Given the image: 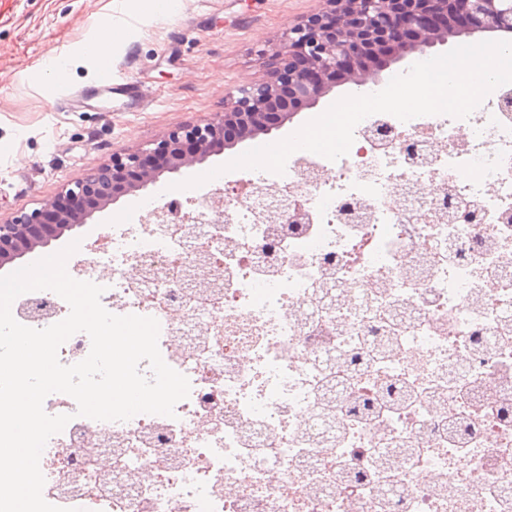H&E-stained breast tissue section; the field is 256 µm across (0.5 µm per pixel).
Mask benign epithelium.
I'll return each instance as SVG.
<instances>
[{"mask_svg": "<svg viewBox=\"0 0 512 512\" xmlns=\"http://www.w3.org/2000/svg\"><path fill=\"white\" fill-rule=\"evenodd\" d=\"M326 7L290 28L271 74L207 122L170 134L150 151L112 156L67 191L84 206L57 201L0 224V268L18 267L27 255L82 227L94 213L155 183L163 174L202 165L215 147L233 149L283 127L316 107L334 88L377 82L401 58L425 54L450 38L479 32L512 34V0H324Z\"/></svg>", "mask_w": 512, "mask_h": 512, "instance_id": "7a95c632", "label": "benign epithelium"}]
</instances>
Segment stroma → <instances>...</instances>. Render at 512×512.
<instances>
[{
    "label": "stroma",
    "instance_id": "stroma-1",
    "mask_svg": "<svg viewBox=\"0 0 512 512\" xmlns=\"http://www.w3.org/2000/svg\"><path fill=\"white\" fill-rule=\"evenodd\" d=\"M319 0H14L0 13V224L63 195L115 155L151 148L185 125L206 122L226 100L265 72L289 27ZM112 24V71L128 93L91 105L59 97L95 84L84 45ZM62 62L52 75L49 62ZM200 168L163 175L147 190L97 212L75 238L143 219L144 201L164 206L169 186Z\"/></svg>",
    "mask_w": 512,
    "mask_h": 512
}]
</instances>
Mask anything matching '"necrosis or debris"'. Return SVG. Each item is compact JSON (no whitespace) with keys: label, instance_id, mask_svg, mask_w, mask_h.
I'll return each mask as SVG.
<instances>
[{"label":"necrosis or debris","instance_id":"4bbe7bcc","mask_svg":"<svg viewBox=\"0 0 512 512\" xmlns=\"http://www.w3.org/2000/svg\"><path fill=\"white\" fill-rule=\"evenodd\" d=\"M270 197L201 222L219 287L179 221L116 224L77 280L151 316L190 381L174 417L69 415L40 458L66 512H512V84L468 118L378 113L348 155L298 151L254 172ZM302 206L300 224L264 219ZM137 276H129V269ZM336 295L326 299V286ZM21 324L69 313L17 297Z\"/></svg>","mask_w":512,"mask_h":512}]
</instances>
